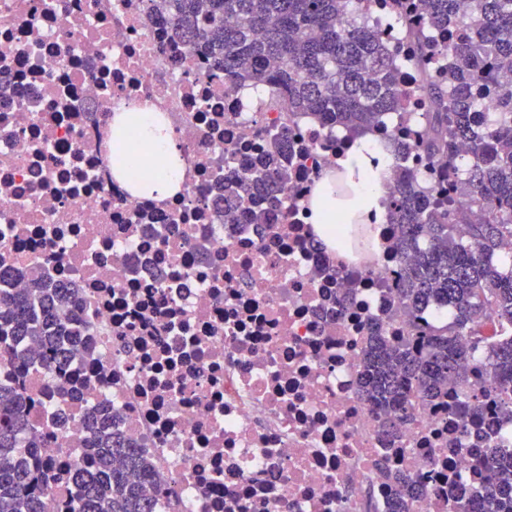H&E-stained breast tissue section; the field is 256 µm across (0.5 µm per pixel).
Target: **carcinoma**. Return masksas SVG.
<instances>
[{
	"label": "carcinoma",
	"instance_id": "obj_1",
	"mask_svg": "<svg viewBox=\"0 0 512 512\" xmlns=\"http://www.w3.org/2000/svg\"><path fill=\"white\" fill-rule=\"evenodd\" d=\"M152 12L175 39L193 44L239 87L269 84L286 96L289 114H310L356 138L395 117L408 119L405 63L395 61L377 27L350 0H149ZM425 25L404 16L408 61L440 65L420 90V117L431 134L416 143L429 161L443 164L455 183L444 196L405 161L410 146L397 143L395 187L386 199L396 225L394 249L406 259L399 289L405 307L446 306L452 320L439 327L415 325V333L392 341L373 330L365 356L363 384L383 411L382 425L409 416L412 399L432 400L448 384L462 389L464 418L482 410L483 394L467 393L470 362L481 361L486 391L499 406V419L512 422V255L500 252L512 239V0H478L468 13L462 0H421ZM448 34L446 54L428 38L427 28ZM493 98V123L477 120L483 99ZM292 128L282 126L274 151L259 161L251 178V206L224 208V223L266 224L288 184ZM472 149L471 158L461 147ZM63 289L31 276L21 293L0 289V345L12 341L45 347L40 357L56 363L67 345L78 342L61 315ZM484 310L503 336L494 340L475 323ZM28 398L16 386L0 385V512H43L46 483L32 482L21 452L29 430ZM494 423L482 435L492 479L482 492L484 512H512V447L494 445ZM91 469L76 471L71 512H153V501L127 479L146 470L137 452L103 420L87 448Z\"/></svg>",
	"mask_w": 512,
	"mask_h": 512
}]
</instances>
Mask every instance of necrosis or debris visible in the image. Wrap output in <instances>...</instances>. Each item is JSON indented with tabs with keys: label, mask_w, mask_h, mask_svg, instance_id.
<instances>
[{
	"label": "necrosis or debris",
	"mask_w": 512,
	"mask_h": 512,
	"mask_svg": "<svg viewBox=\"0 0 512 512\" xmlns=\"http://www.w3.org/2000/svg\"><path fill=\"white\" fill-rule=\"evenodd\" d=\"M151 112L182 148L177 193L139 195L113 160L112 121ZM294 129L280 215L224 223L225 179L247 180L271 136ZM336 130L289 119L282 98L247 102L223 71L170 37L148 0H0V267L69 288L62 309L89 349L49 367L0 353L45 441L44 512H68L89 413L107 410L150 464L132 473L154 512H395L386 471L424 488L407 512H456L486 462L447 397L398 431L361 387L370 329L411 316L392 225L377 246L317 250L303 206Z\"/></svg>",
	"instance_id": "necrosis-or-debris-1"
}]
</instances>
